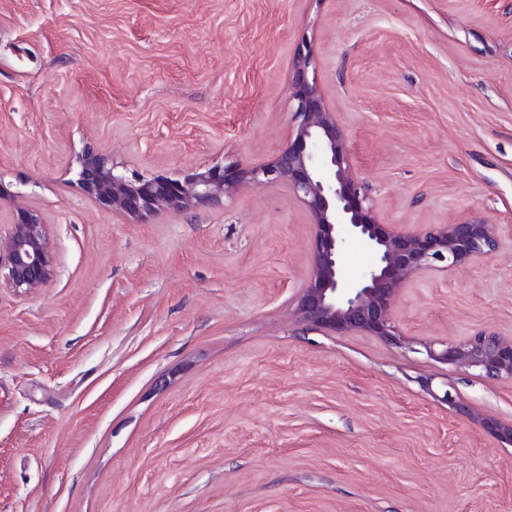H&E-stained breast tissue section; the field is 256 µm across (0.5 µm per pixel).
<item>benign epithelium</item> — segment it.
<instances>
[{"mask_svg": "<svg viewBox=\"0 0 512 512\" xmlns=\"http://www.w3.org/2000/svg\"><path fill=\"white\" fill-rule=\"evenodd\" d=\"M313 51L298 47L292 67L296 102L294 138L271 162L232 170L215 165L180 179H144L117 170L108 159L85 151L77 182L106 207L142 220L157 212H186L232 197L242 186L285 185L301 202L315 228L312 271L296 307L298 333H362L416 351L393 315L402 286L419 272L455 269L498 245L494 225L484 220L433 224L405 232L378 219L368 187L355 174L344 128L329 110L316 78ZM49 223L38 210L19 207L0 238V288L33 294L55 276ZM355 241L373 262L354 284L345 282L339 256ZM431 359L490 379L512 380V336L478 331L440 349L424 345ZM473 421L512 443V423L472 416Z\"/></svg>", "mask_w": 512, "mask_h": 512, "instance_id": "1", "label": "benign epithelium"}]
</instances>
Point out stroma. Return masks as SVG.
I'll return each instance as SVG.
<instances>
[{
	"instance_id": "obj_1",
	"label": "stroma",
	"mask_w": 512,
	"mask_h": 512,
	"mask_svg": "<svg viewBox=\"0 0 512 512\" xmlns=\"http://www.w3.org/2000/svg\"><path fill=\"white\" fill-rule=\"evenodd\" d=\"M379 219L500 245L407 282L410 348L296 333L314 230L282 186L139 221L76 183L272 161L292 60ZM56 276L0 288V512H512V382L423 353L512 336V0H0V216ZM450 392L454 405L440 402ZM6 226L5 238L0 234V288L33 294L56 273L49 223L40 211L19 207Z\"/></svg>"
}]
</instances>
